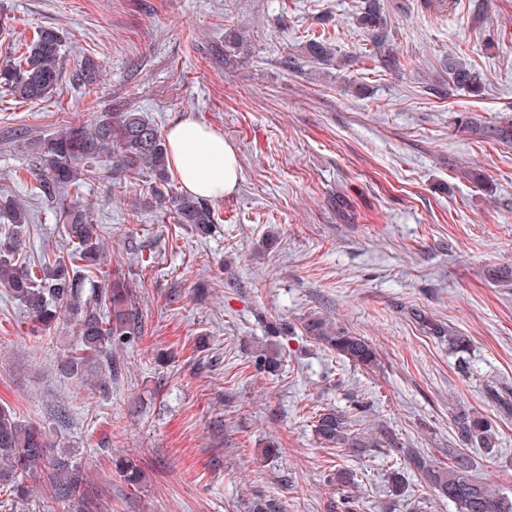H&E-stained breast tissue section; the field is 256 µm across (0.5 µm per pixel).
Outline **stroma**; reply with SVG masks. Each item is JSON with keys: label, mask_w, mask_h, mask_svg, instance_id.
I'll list each match as a JSON object with an SVG mask.
<instances>
[{"label": "stroma", "mask_w": 512, "mask_h": 512, "mask_svg": "<svg viewBox=\"0 0 512 512\" xmlns=\"http://www.w3.org/2000/svg\"><path fill=\"white\" fill-rule=\"evenodd\" d=\"M399 67L365 57L358 0H0V59L51 29L62 38L58 92L22 101L0 91V196L30 209L22 256L66 249L54 204L36 189V159L59 126L138 112L167 131L188 116L237 152L239 183L212 199L215 227L175 223L152 178L130 186L103 168L78 189L103 227L110 277L142 317L115 344L121 372L60 369L68 312L42 331L0 288V405L76 448L102 512H456L406 470L388 489L380 455L325 448L316 412L363 403L384 430L448 465L449 404L495 422L494 458L472 449L474 474L512 497V285L486 277L512 265V144L462 131L461 119L512 118V0H386ZM247 45L224 59V36ZM323 38L352 65L322 68L303 47ZM457 52L481 96L449 87ZM97 81L73 79L85 61ZM480 174L481 183L464 176ZM318 313L365 336L381 364L342 362L304 336H271ZM474 341L466 368L428 324ZM282 365L259 370L258 350ZM67 410L59 422V410ZM137 459L126 484L116 458ZM363 472L348 505L338 467Z\"/></svg>", "instance_id": "35a3bbf8"}]
</instances>
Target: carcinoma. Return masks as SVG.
<instances>
[{
  "label": "carcinoma",
  "mask_w": 512,
  "mask_h": 512,
  "mask_svg": "<svg viewBox=\"0 0 512 512\" xmlns=\"http://www.w3.org/2000/svg\"><path fill=\"white\" fill-rule=\"evenodd\" d=\"M358 28L370 40L369 57L384 68L397 66V58L388 40V17L385 0H362L356 17ZM62 47L60 35L50 29L41 30L16 57L0 61V89L25 101H41L57 93L58 61ZM314 62L333 66L336 49L323 40H313L306 47ZM442 67L448 82L472 94L482 89V79L457 54L449 52ZM463 130L498 141L512 140V119L485 125L474 117L465 120ZM120 172L129 181L140 182L144 175L159 182L168 181V155L158 127L137 112H121L90 124H66L48 138L37 157V180L40 192L56 202L66 221L65 231L75 248L65 255L44 253L35 266L19 262L24 227L29 213L18 200L0 203V215L8 221L0 230V286L6 293L33 313L36 322L47 330L52 326L57 309L65 307L74 320L75 346L67 350L64 371L72 376L84 375L83 366L96 360L106 361L108 370L117 366L112 361L116 338L141 334L142 319L133 308L118 309L120 298L100 292L90 302L79 300V282L74 268L109 277L110 271L100 262L103 258L100 225L83 205L74 201L70 189L78 188L85 178L95 175L92 164ZM168 202L178 224L194 227L199 235L211 231L215 216L210 200L177 194ZM115 307L110 318L108 305ZM302 335L336 353L340 360L374 367L378 354L367 338L330 322L317 314H309L302 323ZM448 346L463 355L471 349V339L448 331ZM356 413L326 407L316 414L314 431L327 448L372 450L386 457H398L421 474L424 484L434 495L456 506L457 512H512V498L489 489L473 474L468 448H483L492 455L498 434L491 421L474 410L455 408L451 412L455 447L449 449L451 465L434 468L418 450L400 445L392 434L366 435L356 425ZM48 470L51 495L44 512H56L64 506L67 512H97L95 496L84 472L76 461V450L60 445L44 430L25 423L8 406H0V492L24 500L29 489L23 477L41 469ZM124 481L132 486L141 483L143 472L131 459L120 462ZM361 473L354 468L336 471V486L347 494L359 487Z\"/></svg>",
  "instance_id": "cac0c4a2"
}]
</instances>
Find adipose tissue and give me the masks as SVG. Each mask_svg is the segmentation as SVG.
Here are the masks:
<instances>
[{
  "instance_id": "obj_1",
  "label": "adipose tissue",
  "mask_w": 512,
  "mask_h": 512,
  "mask_svg": "<svg viewBox=\"0 0 512 512\" xmlns=\"http://www.w3.org/2000/svg\"><path fill=\"white\" fill-rule=\"evenodd\" d=\"M165 140L169 165L190 194L211 197L236 189V151L223 134L186 118L168 129Z\"/></svg>"
}]
</instances>
